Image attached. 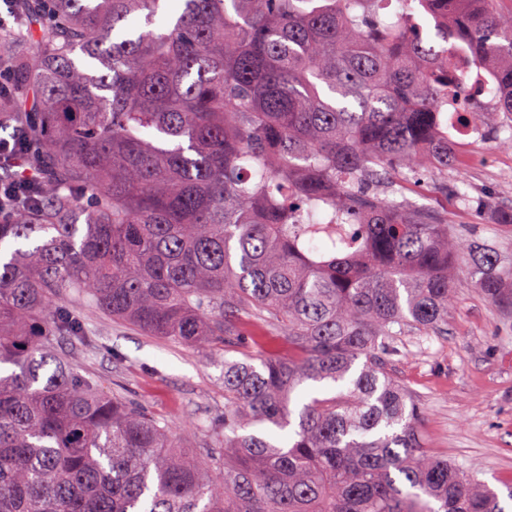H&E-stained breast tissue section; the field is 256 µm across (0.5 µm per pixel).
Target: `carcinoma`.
<instances>
[{
	"mask_svg": "<svg viewBox=\"0 0 512 512\" xmlns=\"http://www.w3.org/2000/svg\"><path fill=\"white\" fill-rule=\"evenodd\" d=\"M14 0L0 126V512H506L426 451L393 377L397 337L440 331L462 238L413 205L458 159L448 56L494 79L512 132V12L499 0ZM84 223H79V220ZM473 288L512 304L485 247ZM151 336L228 353L251 326L288 358L224 359V412L193 435L59 353L92 344L71 301ZM335 392L294 409L309 383Z\"/></svg>",
	"mask_w": 512,
	"mask_h": 512,
	"instance_id": "cac0c4a2",
	"label": "carcinoma"
}]
</instances>
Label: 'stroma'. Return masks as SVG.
<instances>
[{"label": "stroma", "mask_w": 512, "mask_h": 512, "mask_svg": "<svg viewBox=\"0 0 512 512\" xmlns=\"http://www.w3.org/2000/svg\"><path fill=\"white\" fill-rule=\"evenodd\" d=\"M457 143L459 162L449 167L447 186L411 184L405 195L447 213L467 240L497 244L512 261V224L500 218L512 209V142L461 137ZM83 314L94 346L59 344L80 374L180 434L223 411V358L145 335L88 306ZM398 349L392 371L423 411L425 448L495 488L512 484V308L488 301L459 276L447 331L406 334Z\"/></svg>", "instance_id": "35a3bbf8"}]
</instances>
